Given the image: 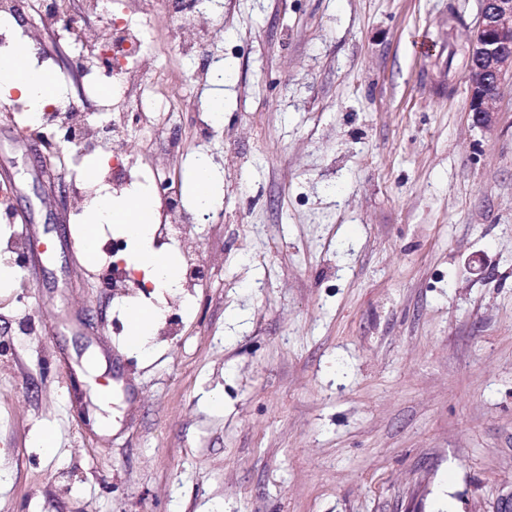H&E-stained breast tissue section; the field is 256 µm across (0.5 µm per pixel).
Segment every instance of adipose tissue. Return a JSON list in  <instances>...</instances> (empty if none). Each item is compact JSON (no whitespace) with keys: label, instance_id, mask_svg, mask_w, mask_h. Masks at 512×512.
I'll return each instance as SVG.
<instances>
[{"label":"adipose tissue","instance_id":"adipose-tissue-1","mask_svg":"<svg viewBox=\"0 0 512 512\" xmlns=\"http://www.w3.org/2000/svg\"><path fill=\"white\" fill-rule=\"evenodd\" d=\"M63 93L59 82L52 79L46 68L32 59H20L18 53H0V98L19 95L31 114H39ZM155 214V201L147 194L118 201L102 198L90 213L91 226L117 224L132 241L126 254L128 266L143 273L145 281L155 288L171 290L179 285L178 270L170 256L159 255L149 247L150 218Z\"/></svg>","mask_w":512,"mask_h":512}]
</instances>
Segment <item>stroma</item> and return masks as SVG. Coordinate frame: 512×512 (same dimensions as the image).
Here are the masks:
<instances>
[{
    "label": "stroma",
    "instance_id": "stroma-1",
    "mask_svg": "<svg viewBox=\"0 0 512 512\" xmlns=\"http://www.w3.org/2000/svg\"><path fill=\"white\" fill-rule=\"evenodd\" d=\"M479 9L219 0L191 57L170 15L128 14L155 106L128 158L179 185L200 156L221 176L189 235L203 279L147 357L106 245H81L84 159L63 143L41 163L24 104L0 100V244L21 225L41 256L0 291V512H512V80L486 130L448 62ZM34 49L111 122L76 36L47 27ZM218 60L233 76L204 130Z\"/></svg>",
    "mask_w": 512,
    "mask_h": 512
}]
</instances>
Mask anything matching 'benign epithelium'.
<instances>
[{"mask_svg": "<svg viewBox=\"0 0 512 512\" xmlns=\"http://www.w3.org/2000/svg\"><path fill=\"white\" fill-rule=\"evenodd\" d=\"M465 54L468 112L474 124L490 130L497 122L506 68L512 67V0H480L475 34Z\"/></svg>", "mask_w": 512, "mask_h": 512, "instance_id": "obj_1", "label": "benign epithelium"}]
</instances>
